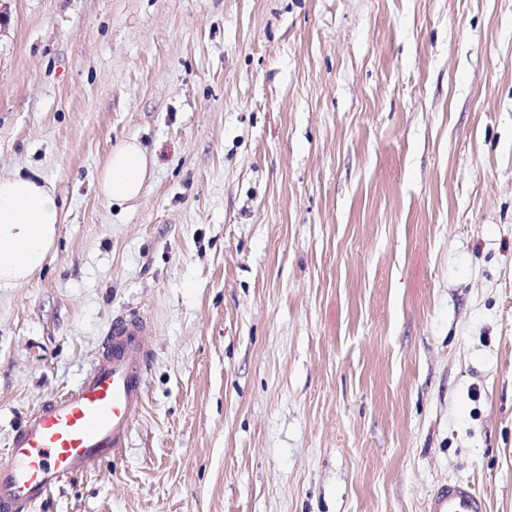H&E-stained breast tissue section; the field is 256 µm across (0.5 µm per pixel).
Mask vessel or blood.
Wrapping results in <instances>:
<instances>
[{
  "mask_svg": "<svg viewBox=\"0 0 512 512\" xmlns=\"http://www.w3.org/2000/svg\"><path fill=\"white\" fill-rule=\"evenodd\" d=\"M150 321L137 313L112 323L80 382L42 402L15 431L0 465V512H33L64 478L118 455L144 409V376L152 349ZM429 512H487L467 483L437 486Z\"/></svg>",
  "mask_w": 512,
  "mask_h": 512,
  "instance_id": "b4317fda",
  "label": "vessel or blood"
}]
</instances>
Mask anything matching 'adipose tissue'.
Wrapping results in <instances>:
<instances>
[{
  "label": "adipose tissue",
  "instance_id": "adipose-tissue-1",
  "mask_svg": "<svg viewBox=\"0 0 512 512\" xmlns=\"http://www.w3.org/2000/svg\"><path fill=\"white\" fill-rule=\"evenodd\" d=\"M148 158L137 141L115 147L98 174L99 193L111 202L138 198ZM62 222L55 188L18 174L0 177V288L26 282L51 252Z\"/></svg>",
  "mask_w": 512,
  "mask_h": 512
}]
</instances>
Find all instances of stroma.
Instances as JSON below:
<instances>
[{
  "label": "stroma",
  "instance_id": "35a3bbf8",
  "mask_svg": "<svg viewBox=\"0 0 512 512\" xmlns=\"http://www.w3.org/2000/svg\"><path fill=\"white\" fill-rule=\"evenodd\" d=\"M16 173L64 220L0 288V463L153 324L127 448L34 512H512V0H0ZM148 158L135 140L112 150L98 174L99 193L110 202H128L138 198L148 176ZM429 512H487L484 497L467 483L437 486L429 500Z\"/></svg>",
  "mask_w": 512,
  "mask_h": 512
}]
</instances>
